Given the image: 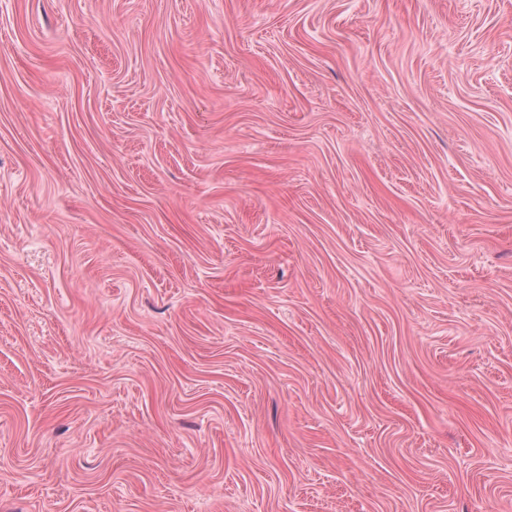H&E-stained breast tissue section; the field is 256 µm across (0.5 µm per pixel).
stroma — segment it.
Wrapping results in <instances>:
<instances>
[{
  "label": "stroma",
  "mask_w": 512,
  "mask_h": 512,
  "mask_svg": "<svg viewBox=\"0 0 512 512\" xmlns=\"http://www.w3.org/2000/svg\"><path fill=\"white\" fill-rule=\"evenodd\" d=\"M0 512H512V0H0Z\"/></svg>",
  "instance_id": "stroma-1"
}]
</instances>
